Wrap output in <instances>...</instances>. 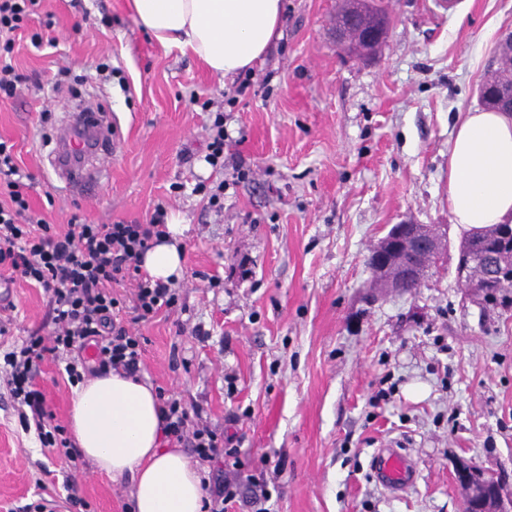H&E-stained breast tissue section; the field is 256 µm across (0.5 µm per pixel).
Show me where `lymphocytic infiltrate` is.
Segmentation results:
<instances>
[{"label": "lymphocytic infiltrate", "instance_id": "1", "mask_svg": "<svg viewBox=\"0 0 512 512\" xmlns=\"http://www.w3.org/2000/svg\"><path fill=\"white\" fill-rule=\"evenodd\" d=\"M225 125L224 113H216L204 159L223 170L222 182H199L196 193L207 197L211 207L223 209L227 189L251 180L253 170ZM23 176L16 166L12 147L0 141V185L7 202L0 203V270L11 279L38 285L49 297L51 336L38 334L23 342L9 360L13 395L23 408V419L33 420L44 446H67L64 429L55 424L46 396L36 382L46 358L63 360L71 382L85 374L117 372L138 376L144 348L130 323L176 308L174 283L149 279L141 272V258L165 235L168 212L156 207L146 223L118 221L90 224L72 217L66 231H57L47 220L32 214L24 191ZM131 285L129 301L113 293L114 286ZM130 310L122 320V310ZM94 346L92 363L75 358V351ZM165 436L169 443L192 449L197 459L212 464L203 484L204 512H225L241 494L243 481L236 461L237 449L222 431L202 418L199 406L188 405L158 390Z\"/></svg>", "mask_w": 512, "mask_h": 512}]
</instances>
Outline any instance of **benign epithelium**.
Wrapping results in <instances>:
<instances>
[{
	"mask_svg": "<svg viewBox=\"0 0 512 512\" xmlns=\"http://www.w3.org/2000/svg\"><path fill=\"white\" fill-rule=\"evenodd\" d=\"M447 236L446 224H395L372 250L369 266L374 273L383 276L389 291L403 292L407 284L414 282L420 285L428 272L442 267L445 262L443 241ZM402 253L421 259L424 266L400 263L399 255ZM475 263L482 264L490 278L498 276L501 266L495 253L475 254L460 249L456 275L466 295L473 300L478 299L482 292V285L469 279V269ZM456 479L465 499H478V512H512V497L504 496L499 474L462 463L457 467Z\"/></svg>",
	"mask_w": 512,
	"mask_h": 512,
	"instance_id": "7a95c632",
	"label": "benign epithelium"
}]
</instances>
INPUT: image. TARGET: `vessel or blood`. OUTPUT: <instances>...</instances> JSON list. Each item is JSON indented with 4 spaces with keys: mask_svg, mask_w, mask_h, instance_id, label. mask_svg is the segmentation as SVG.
Segmentation results:
<instances>
[{
    "mask_svg": "<svg viewBox=\"0 0 512 512\" xmlns=\"http://www.w3.org/2000/svg\"><path fill=\"white\" fill-rule=\"evenodd\" d=\"M56 141L78 145L84 152L81 163H54L61 191L82 195L94 189L105 174L100 159L112 142L111 126L96 125L93 115L80 112L59 127ZM373 462L378 479L386 489H405L417 481V470L401 449H378Z\"/></svg>",
    "mask_w": 512,
    "mask_h": 512,
    "instance_id": "vessel-or-blood-1",
    "label": "vessel or blood"
}]
</instances>
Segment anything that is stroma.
Instances as JSON below:
<instances>
[{
    "mask_svg": "<svg viewBox=\"0 0 512 512\" xmlns=\"http://www.w3.org/2000/svg\"><path fill=\"white\" fill-rule=\"evenodd\" d=\"M284 4V36L252 69L265 86L227 124L254 175L217 213L193 187L224 178L202 157L232 79L153 40L129 0H41L11 53L30 81L0 98V139L31 207L60 230L75 214L143 222L159 205L184 225L178 309L132 326L142 378L239 437L242 472L267 482L270 512H463L461 462L500 472L511 495L512 313L466 299L457 280L464 232L448 212V149L458 114L481 106L512 0H461L452 14L436 0H383L390 29L368 60L336 44L341 0ZM105 60L115 75L97 74ZM91 91L116 135L105 178L70 197L48 154ZM404 221L447 225L446 265L415 292L373 296L370 251ZM11 292L0 306V512L42 498L66 512L69 476L87 512H132L130 482L97 472L77 446L44 448L21 423L3 357L52 325L42 289L18 281ZM37 382L68 426L63 363L46 360ZM388 386V401L371 405ZM390 439L418 472L396 493L371 469ZM265 457L281 461L280 476Z\"/></svg>",
    "mask_w": 512,
    "mask_h": 512,
    "instance_id": "stroma-1",
    "label": "stroma"
}]
</instances>
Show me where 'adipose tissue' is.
<instances>
[{
	"instance_id": "obj_1",
	"label": "adipose tissue",
	"mask_w": 512,
	"mask_h": 512,
	"mask_svg": "<svg viewBox=\"0 0 512 512\" xmlns=\"http://www.w3.org/2000/svg\"><path fill=\"white\" fill-rule=\"evenodd\" d=\"M145 31L163 45L190 50L215 75L248 71L283 35L282 0H131ZM448 210L475 230L512 223V114L458 115L448 150ZM146 252L155 280L179 278L180 225ZM70 430L83 455L112 480L134 474L133 512H203L202 474L178 448L162 445L159 401L151 384L116 373L79 385Z\"/></svg>"
}]
</instances>
